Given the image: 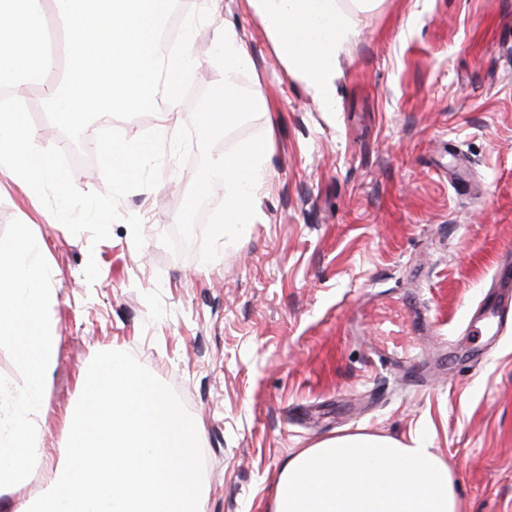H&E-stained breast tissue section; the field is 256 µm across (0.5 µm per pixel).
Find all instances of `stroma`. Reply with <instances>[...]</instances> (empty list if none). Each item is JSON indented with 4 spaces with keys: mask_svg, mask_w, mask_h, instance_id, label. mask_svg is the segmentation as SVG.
<instances>
[{
    "mask_svg": "<svg viewBox=\"0 0 512 512\" xmlns=\"http://www.w3.org/2000/svg\"><path fill=\"white\" fill-rule=\"evenodd\" d=\"M234 28L252 61L240 87L265 111L230 132L219 156L260 134L269 143L255 219L203 263V224L184 254L174 232L199 152L179 163L177 130L193 102L120 122L132 139L161 132V181L119 203L142 221L92 243L44 220L45 207L0 172V232L11 220L44 241L57 298V359L39 425L65 440V417L93 356L131 352L170 385L201 428L204 512H271L284 462L322 439L369 433L410 442L427 431L455 479L458 512H512V319L489 338L476 315L512 272V0H381L359 14L339 59L335 109L321 111L287 70L249 0H222L192 36L197 95L223 74L210 48ZM44 146L69 155L80 190L104 191L96 126L73 144L43 112ZM95 258L100 274L87 283ZM416 306L421 328L404 355L372 351L370 303ZM52 456L0 493V512L47 491Z\"/></svg>",
    "mask_w": 512,
    "mask_h": 512,
    "instance_id": "stroma-1",
    "label": "stroma"
}]
</instances>
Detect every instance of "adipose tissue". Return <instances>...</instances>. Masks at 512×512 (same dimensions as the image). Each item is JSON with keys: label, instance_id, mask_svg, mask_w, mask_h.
<instances>
[{"label": "adipose tissue", "instance_id": "ef3b65f1", "mask_svg": "<svg viewBox=\"0 0 512 512\" xmlns=\"http://www.w3.org/2000/svg\"><path fill=\"white\" fill-rule=\"evenodd\" d=\"M380 0H249L276 53L331 111L339 57L358 34L357 14ZM272 512H458L455 481L427 436L404 444L374 434L326 438L284 464Z\"/></svg>", "mask_w": 512, "mask_h": 512}]
</instances>
